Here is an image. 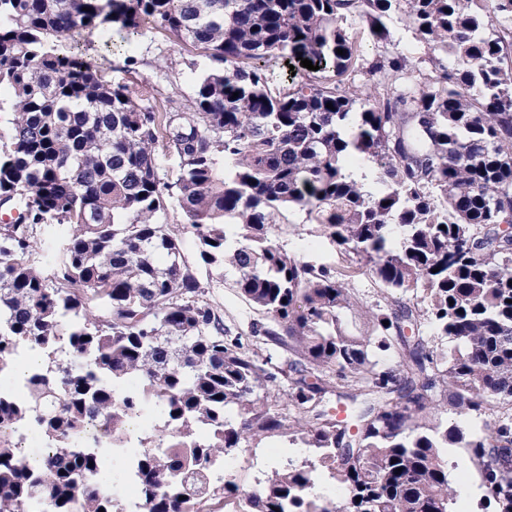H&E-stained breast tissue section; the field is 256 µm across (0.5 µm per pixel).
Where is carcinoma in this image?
<instances>
[{"instance_id":"cac0c4a2","label":"carcinoma","mask_w":512,"mask_h":512,"mask_svg":"<svg viewBox=\"0 0 512 512\" xmlns=\"http://www.w3.org/2000/svg\"><path fill=\"white\" fill-rule=\"evenodd\" d=\"M395 15L428 54L364 56ZM105 23L125 46L168 31L213 67L183 106L156 91L159 112L82 47L54 52ZM304 59L318 70L274 82L270 62ZM3 86L0 200L20 216L0 224V512H203L219 491L236 512H452L450 448L512 512V0H0ZM174 200L197 262L237 271L251 336L231 335L186 258ZM293 208L346 266L284 249ZM355 308L359 336L342 325ZM269 345L288 351L275 373ZM25 351L41 364L19 391ZM446 406L481 422L430 423ZM274 434L313 458L241 494L226 458ZM111 459L134 498L106 483Z\"/></svg>"}]
</instances>
